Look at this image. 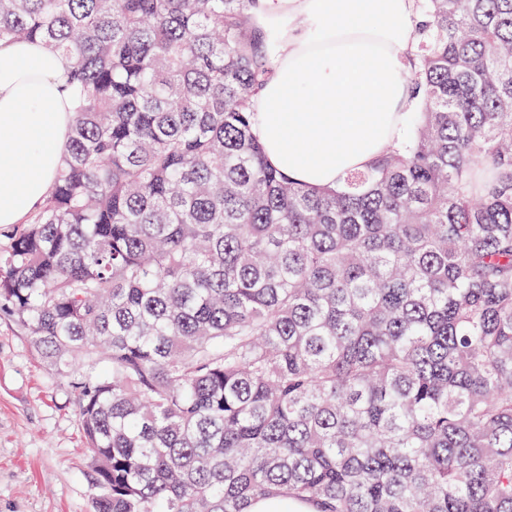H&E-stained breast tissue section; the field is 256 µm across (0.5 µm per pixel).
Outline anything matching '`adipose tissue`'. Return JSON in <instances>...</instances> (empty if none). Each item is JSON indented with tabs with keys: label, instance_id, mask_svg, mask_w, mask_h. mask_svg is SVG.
Returning a JSON list of instances; mask_svg holds the SVG:
<instances>
[{
	"label": "adipose tissue",
	"instance_id": "ef3b65f1",
	"mask_svg": "<svg viewBox=\"0 0 512 512\" xmlns=\"http://www.w3.org/2000/svg\"><path fill=\"white\" fill-rule=\"evenodd\" d=\"M283 16L252 131L268 164L335 189L406 140L421 106L409 61L422 18L415 0H259V24ZM68 66L36 42L0 44V225L23 223L53 184L76 107Z\"/></svg>",
	"mask_w": 512,
	"mask_h": 512
}]
</instances>
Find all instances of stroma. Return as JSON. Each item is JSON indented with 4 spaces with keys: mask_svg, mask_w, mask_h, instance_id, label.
<instances>
[{
    "mask_svg": "<svg viewBox=\"0 0 512 512\" xmlns=\"http://www.w3.org/2000/svg\"><path fill=\"white\" fill-rule=\"evenodd\" d=\"M90 465L70 379L0 317V512H92Z\"/></svg>",
    "mask_w": 512,
    "mask_h": 512,
    "instance_id": "35a3bbf8",
    "label": "stroma"
}]
</instances>
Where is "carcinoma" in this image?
Wrapping results in <instances>:
<instances>
[{"label":"carcinoma","instance_id":"cac0c4a2","mask_svg":"<svg viewBox=\"0 0 512 512\" xmlns=\"http://www.w3.org/2000/svg\"><path fill=\"white\" fill-rule=\"evenodd\" d=\"M256 5L0 0L80 93L0 312L72 380L93 512H512V0H418L411 134L334 191L252 132ZM250 512H316L313 505L282 497L261 499L251 504Z\"/></svg>","mask_w":512,"mask_h":512}]
</instances>
